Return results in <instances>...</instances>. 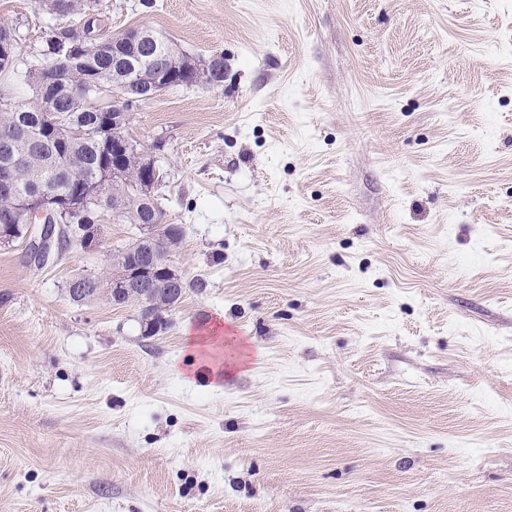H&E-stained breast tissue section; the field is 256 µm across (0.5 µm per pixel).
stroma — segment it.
Instances as JSON below:
<instances>
[{"instance_id":"1","label":"stroma","mask_w":512,"mask_h":512,"mask_svg":"<svg viewBox=\"0 0 512 512\" xmlns=\"http://www.w3.org/2000/svg\"><path fill=\"white\" fill-rule=\"evenodd\" d=\"M100 5L224 56L127 127L189 288L146 337L68 294L137 227L0 245V512H512V0Z\"/></svg>"}]
</instances>
